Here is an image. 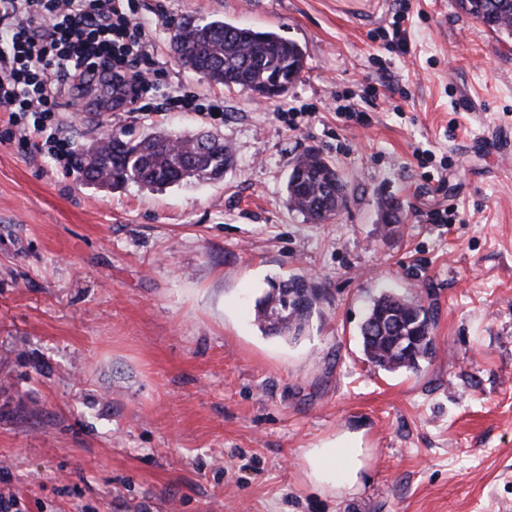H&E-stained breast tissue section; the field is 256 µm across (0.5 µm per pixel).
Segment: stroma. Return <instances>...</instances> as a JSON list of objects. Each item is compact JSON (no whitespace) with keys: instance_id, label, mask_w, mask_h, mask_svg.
<instances>
[{"instance_id":"1","label":"stroma","mask_w":512,"mask_h":512,"mask_svg":"<svg viewBox=\"0 0 512 512\" xmlns=\"http://www.w3.org/2000/svg\"><path fill=\"white\" fill-rule=\"evenodd\" d=\"M138 6L169 82L222 97L224 117L60 113L74 149L107 130L209 131L237 164L218 182L93 187L21 151L0 112V498L11 512H512V154L485 145L512 146V41L455 0ZM187 15L297 42L299 80L266 104L187 71L170 51ZM352 102L370 126L337 118ZM311 148L348 182L320 224L285 197ZM390 198L403 221L388 226ZM443 209L452 223H431ZM302 275L321 296L307 331L262 332L258 301ZM386 289L432 307L418 371L362 352ZM346 432L373 451L361 489L307 490L302 450Z\"/></svg>"}]
</instances>
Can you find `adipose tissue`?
I'll return each mask as SVG.
<instances>
[{
    "label": "adipose tissue",
    "instance_id": "obj_1",
    "mask_svg": "<svg viewBox=\"0 0 512 512\" xmlns=\"http://www.w3.org/2000/svg\"><path fill=\"white\" fill-rule=\"evenodd\" d=\"M371 461L358 435L346 433L315 448L305 449L301 470L305 486L314 492L335 494L337 489L359 490Z\"/></svg>",
    "mask_w": 512,
    "mask_h": 512
}]
</instances>
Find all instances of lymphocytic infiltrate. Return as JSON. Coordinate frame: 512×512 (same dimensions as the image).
I'll return each mask as SVG.
<instances>
[{
    "mask_svg": "<svg viewBox=\"0 0 512 512\" xmlns=\"http://www.w3.org/2000/svg\"><path fill=\"white\" fill-rule=\"evenodd\" d=\"M152 31L137 0H0V40L10 46L0 53V108L11 114V139L73 166L57 115L98 85L111 88L116 112H223V101L161 91Z\"/></svg>",
    "mask_w": 512,
    "mask_h": 512,
    "instance_id": "lymphocytic-infiltrate-1",
    "label": "lymphocytic infiltrate"
}]
</instances>
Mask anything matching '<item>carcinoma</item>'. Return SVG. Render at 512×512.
Here are the masks:
<instances>
[{
	"mask_svg": "<svg viewBox=\"0 0 512 512\" xmlns=\"http://www.w3.org/2000/svg\"><path fill=\"white\" fill-rule=\"evenodd\" d=\"M458 10L493 33L512 38V0H456ZM172 45L177 56L187 54L208 81L227 88L251 92L271 83L285 95L304 69L305 55L299 44L274 31H262L224 22L220 19L191 23L182 20L173 27ZM104 153L85 149L76 160L81 179L112 189L136 185L159 189L182 182L219 181L226 166L235 162L232 147L217 134H207L200 144L193 134L166 130L139 138L122 131L108 135ZM293 169L301 171L298 180L288 178V206L315 223L336 216L346 205L347 183L336 166L320 152L300 155ZM318 291L305 277L282 281L256 306V321L272 335L295 339L309 323L317 305ZM425 323L429 336L419 340L412 355L395 350L396 328L411 336L419 323ZM433 312L425 305L396 292L383 291L369 305L360 328L363 353L375 367L387 371H416L432 357Z\"/></svg>",
	"mask_w": 512,
	"mask_h": 512,
	"instance_id": "cac0c4a2",
	"label": "carcinoma"
}]
</instances>
